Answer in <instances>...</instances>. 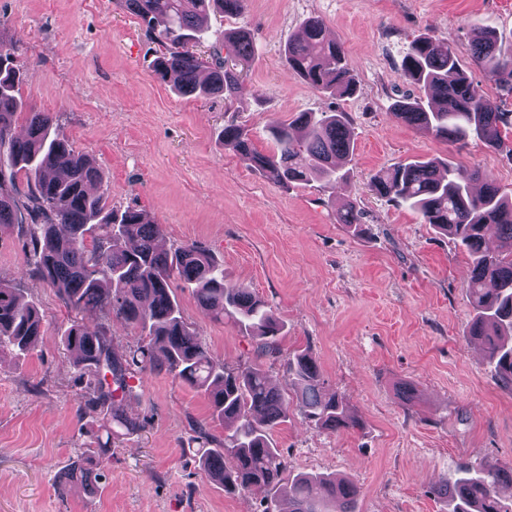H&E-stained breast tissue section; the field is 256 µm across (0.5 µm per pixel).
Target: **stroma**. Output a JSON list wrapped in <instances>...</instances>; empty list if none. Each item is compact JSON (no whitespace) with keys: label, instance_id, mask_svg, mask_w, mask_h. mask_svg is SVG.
I'll return each instance as SVG.
<instances>
[{"label":"stroma","instance_id":"stroma-1","mask_svg":"<svg viewBox=\"0 0 512 512\" xmlns=\"http://www.w3.org/2000/svg\"><path fill=\"white\" fill-rule=\"evenodd\" d=\"M312 17L344 47L352 95L313 89L289 70L284 48ZM207 25L214 40L244 28L258 48L230 105L159 81L158 46L119 0H0V42L24 69L22 96L56 113L60 133L96 161L112 208L162 225L166 248L209 249L226 282L254 289L283 323L282 351H310L323 393L342 397L360 421L331 432L292 414L272 432L287 473L351 479L358 512H448L432 484L464 465L512 472V390L466 335V254L369 183L394 164L441 159L512 191L511 128L502 148L460 149L391 112L409 89L402 59L422 36L451 48L474 90L512 112V97L472 55L488 26L512 43V0H247L241 16L213 12ZM333 111L345 113L354 138L340 190L280 187L221 138L233 122L265 152L270 121ZM350 206L362 230L338 223ZM25 249L20 225L0 226V279L22 288L48 322L32 354L0 353V512H264L260 497L225 493L197 466L195 426L218 437L224 427L205 397L177 379L138 374L123 412L139 431L106 432L60 342L72 314L27 272ZM177 297L215 362L259 364L286 387L281 361L258 355L251 338L213 320L189 292ZM406 384L413 399L401 394ZM106 439L112 445L99 453ZM77 466L98 475L94 488L70 481Z\"/></svg>","mask_w":512,"mask_h":512}]
</instances>
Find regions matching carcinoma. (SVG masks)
<instances>
[{
	"label": "carcinoma",
	"mask_w": 512,
	"mask_h": 512,
	"mask_svg": "<svg viewBox=\"0 0 512 512\" xmlns=\"http://www.w3.org/2000/svg\"><path fill=\"white\" fill-rule=\"evenodd\" d=\"M161 50L153 62L156 77L181 95L222 96L232 102L239 75L228 58L248 61L253 45L245 29L224 33V41L201 56L190 45L206 39L204 19L216 8L229 16L244 13L246 0H121ZM288 68L317 90L352 94L355 81L342 46L326 37L325 24L311 19L302 35L285 48ZM473 56L502 95H512V44L503 47L486 30L474 41ZM402 76L417 93L392 105L408 125L449 143L470 139L488 148L502 144V129L512 126V112H501L477 95L452 49L427 37L414 40L402 62ZM21 68L13 50L0 44V224H24L30 274L57 289L78 314L61 335L74 367L91 376L92 408L112 406V422L133 433L139 424L119 413L117 402L132 394L128 379L149 369L165 373L204 392L211 416L224 424V438L198 426V462L227 493L248 492L266 500L281 489L285 462L273 447L274 428L296 409L323 430L355 429L358 422L341 399L321 394L322 374L307 351L282 355L280 323L255 292L224 283L223 265L206 248L185 243L172 251L159 245L163 230L128 209L115 216L103 193L99 169L53 132L54 113L42 112L19 96ZM25 132L15 133L17 117ZM268 133L277 151L264 154L237 124L222 131L224 145L282 186L314 179L335 187L354 152V140L342 112H300L288 123L274 122ZM24 179L27 191L19 189ZM477 170L434 160L398 163L371 180V188L389 202L406 205L425 224L450 235L468 256L466 287L475 310L467 336L482 343L489 365L503 386L512 389V198L492 181L480 192ZM496 237L491 251L486 240ZM188 289L213 319H227L251 337L258 352L282 358L288 394L270 384L257 366L231 371L211 359L201 334L192 329L172 281ZM96 308L138 329L143 339L122 358L106 333L83 317ZM45 332L40 310L21 289L0 282V350L33 353ZM512 482L490 465L462 468L453 482L442 481L434 493L448 498V512H512L498 487ZM356 487L342 478L299 476L288 486V512H356Z\"/></svg>",
	"instance_id": "carcinoma-1"
}]
</instances>
